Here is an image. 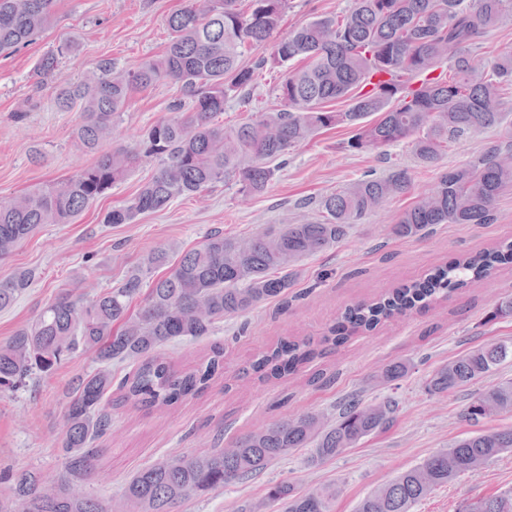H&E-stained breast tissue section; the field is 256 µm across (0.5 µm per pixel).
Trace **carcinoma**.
<instances>
[{"label": "carcinoma", "mask_w": 512, "mask_h": 512, "mask_svg": "<svg viewBox=\"0 0 512 512\" xmlns=\"http://www.w3.org/2000/svg\"><path fill=\"white\" fill-rule=\"evenodd\" d=\"M56 0H0V54L23 46L54 15ZM290 0H186L167 18L171 39L165 52L132 69L116 71L103 61L95 74L63 81L62 109L80 106L75 140L96 160L46 187L0 199V258L45 224H72L142 157L161 161L132 202L107 212L106 224H133L138 216L165 210L175 199L224 182L241 201L263 195L275 173L271 163L322 131L350 127L348 147L373 153L412 140L413 154L433 164L448 145L467 134L502 127L503 91L512 89V48L490 65L470 51L482 34L512 19V0H351L345 13L323 15L281 33ZM270 45L267 55L245 66V52ZM283 68L279 107L252 112L238 123L218 121L225 103L250 102L256 73ZM181 84L174 115L152 125L132 149L101 146L131 96L163 81ZM345 99L344 112L327 104ZM512 188V132L488 142L474 161L448 169L403 210L390 226L392 237L411 240L437 224H493L502 192ZM407 170L366 176L323 195L321 218L284 224L245 240L210 232L201 244L171 261L163 250L149 253L117 286L89 298L63 291L37 318L0 345V388H16L33 375H47L79 352H91L98 368L81 378L68 402L61 441V473L47 486L29 469L0 473V512H112V505L84 490L96 474L94 441L109 425L105 396L112 389V364L135 368L120 387L140 406L177 404L206 389L221 372L224 348L207 362L180 371L153 356L160 346L210 334L224 318L288 294L299 263L341 242L350 227L387 202L407 194ZM512 263V244L501 243L435 268L425 278L394 288L369 303L344 310L324 342L336 345L351 333L410 315ZM166 272L151 276L155 268ZM31 274L0 280V310L11 308L29 286ZM312 358L306 341L288 340L252 364L257 373L282 377ZM512 360V342L478 347L438 366L426 388L443 394L493 373ZM409 366L395 362L381 378L395 382ZM512 412V379H503L466 408L477 421ZM396 403H344L335 422L310 412L279 420L236 438L228 449L175 456L137 469L124 491L123 512H176L191 495L217 492L249 480L270 463L301 448L321 464L388 431ZM512 451V428L486 431L452 443L385 482L358 503L356 512H411L435 488L473 472ZM266 498L280 512H333L336 487L302 492L286 481L269 486ZM463 512H512V489L477 499Z\"/></svg>", "instance_id": "obj_1"}]
</instances>
